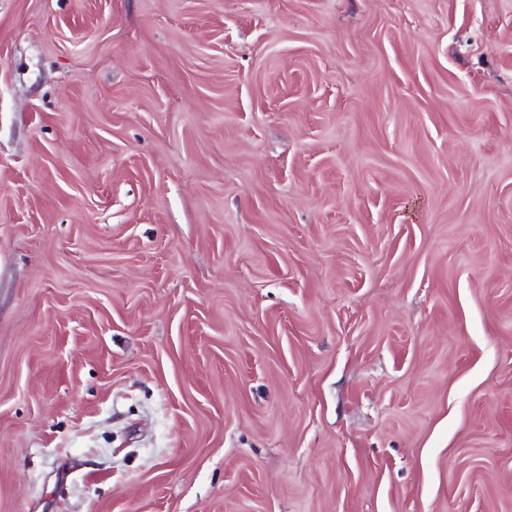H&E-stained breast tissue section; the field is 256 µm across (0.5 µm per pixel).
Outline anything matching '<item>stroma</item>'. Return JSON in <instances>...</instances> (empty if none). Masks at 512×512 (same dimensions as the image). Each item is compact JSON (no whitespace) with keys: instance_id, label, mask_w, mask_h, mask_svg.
I'll list each match as a JSON object with an SVG mask.
<instances>
[{"instance_id":"stroma-1","label":"stroma","mask_w":512,"mask_h":512,"mask_svg":"<svg viewBox=\"0 0 512 512\" xmlns=\"http://www.w3.org/2000/svg\"><path fill=\"white\" fill-rule=\"evenodd\" d=\"M0 512H512V0H0Z\"/></svg>"}]
</instances>
